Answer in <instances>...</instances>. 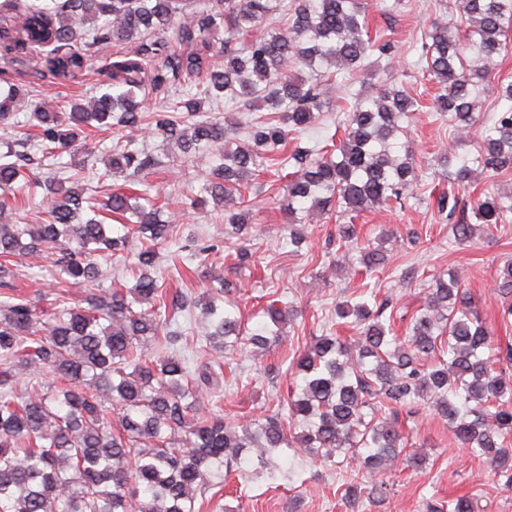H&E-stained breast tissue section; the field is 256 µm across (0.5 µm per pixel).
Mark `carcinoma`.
Instances as JSON below:
<instances>
[{"label":"carcinoma","instance_id":"obj_1","mask_svg":"<svg viewBox=\"0 0 512 512\" xmlns=\"http://www.w3.org/2000/svg\"><path fill=\"white\" fill-rule=\"evenodd\" d=\"M461 3L465 37L457 26L435 22L422 58L436 84V114L457 135L473 131L479 140L475 152L439 162L451 189L439 196L437 212L451 222L454 239L467 243L512 211L510 195L483 192L468 205L455 192L468 188L477 171L512 169V83L498 89L511 105L486 118L475 112L489 71L509 46L512 0ZM181 9L179 0H0V53L18 64L27 54L35 60L0 95L1 125L28 103L38 82L73 77L95 58L112 88L88 108L34 105L30 121L40 149L28 135L4 144L1 191L23 189L50 151L75 147L89 128L117 129L109 149L113 170L132 181L156 173L166 162L134 146L132 137L149 123L187 156L224 144L220 162L184 204L219 207L238 232L251 223L245 191L271 169H291L283 191L293 222L330 212L343 219L336 244L344 257L358 240L354 218L361 212L417 196L413 149L403 136L418 99L401 85L355 90L351 82L371 56L387 60L392 53L390 41L371 36L367 0H210L190 23L178 22ZM122 44L129 50L118 60L100 54ZM194 78L205 96L266 114L244 123L209 116L189 90ZM147 88L167 100L148 123ZM334 99L349 104L342 143L333 134L288 150L290 136L316 126ZM242 129L247 148L232 144ZM75 165L71 186L43 183L44 223L0 224V512H199L196 492L234 466L253 479L278 480L277 467L253 449L284 447L323 463L344 455L357 468L346 502H380L388 491L384 475L408 447L392 416L419 402L512 487V346H493L457 272L435 277L403 338L390 300L371 293L338 304L328 333L292 362L294 389L281 409L240 425L203 407L204 395L221 396L223 365L197 364L177 349V316L201 307L210 319L206 341L229 359L247 346L281 345L297 310L269 300L263 319L247 331L226 303L230 289L222 278L197 300L166 294L157 248L171 225L161 210L144 194H112L102 211L127 221L124 234L112 235V225L86 216L88 199L77 187L85 167ZM132 239L138 247L131 288H95L80 305L58 297L46 318L34 302L8 292L10 262L18 258L46 252L52 273L87 285L98 279L100 259L126 258ZM357 253L367 272L390 259L379 244ZM499 291L507 324L512 261L500 270ZM351 322L355 339L333 331ZM160 337L167 352L146 357L144 348ZM46 372L54 377L47 386ZM436 512H472V503L458 496Z\"/></svg>","mask_w":512,"mask_h":512}]
</instances>
